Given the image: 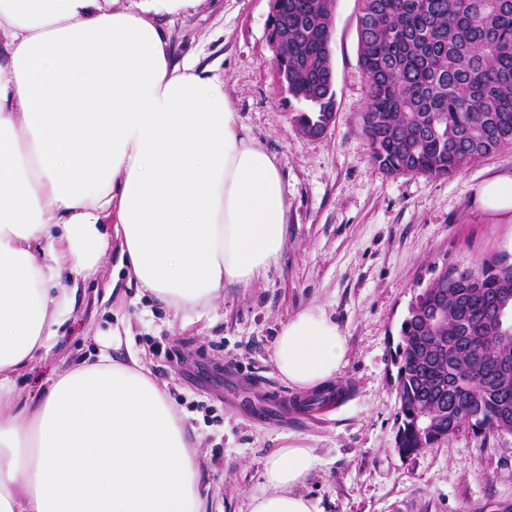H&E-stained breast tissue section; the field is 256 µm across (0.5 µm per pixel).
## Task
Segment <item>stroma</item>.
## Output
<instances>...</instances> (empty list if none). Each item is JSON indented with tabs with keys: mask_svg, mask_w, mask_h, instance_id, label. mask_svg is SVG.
<instances>
[{
	"mask_svg": "<svg viewBox=\"0 0 512 512\" xmlns=\"http://www.w3.org/2000/svg\"><path fill=\"white\" fill-rule=\"evenodd\" d=\"M271 6L203 0L155 21L174 60L193 57L219 76L239 123L277 156L289 190L279 263L253 286L177 315L111 249L0 407L36 402L54 378L104 348L113 361H140L170 396L198 450L210 512H247L267 460L288 440L320 459L303 488L318 512H497L512 502V436L463 430L400 458L394 355L417 284L449 264L512 261V212L482 209L474 198L485 181L512 176V147L447 177L394 175L374 163L361 132L358 0L335 3V121L320 137L305 135L296 117L306 105L273 67ZM309 306L323 307L347 337L340 397L330 406L289 386L273 362L281 326Z\"/></svg>",
	"mask_w": 512,
	"mask_h": 512,
	"instance_id": "35a3bbf8",
	"label": "stroma"
}]
</instances>
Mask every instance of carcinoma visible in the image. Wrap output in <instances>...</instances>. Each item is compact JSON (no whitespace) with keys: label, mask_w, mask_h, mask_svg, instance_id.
I'll use <instances>...</instances> for the list:
<instances>
[{"label":"carcinoma","mask_w":512,"mask_h":512,"mask_svg":"<svg viewBox=\"0 0 512 512\" xmlns=\"http://www.w3.org/2000/svg\"><path fill=\"white\" fill-rule=\"evenodd\" d=\"M358 62L367 78L361 113L372 159L391 174L445 177L512 145V0H359ZM331 0H279L270 17L288 30V93L309 105L297 122L319 125L336 105L329 50ZM446 288L421 289L397 346V453L408 458L463 429L512 435V330L492 300L512 299V263L482 259ZM438 302L443 324L425 313ZM446 412L430 434L422 411Z\"/></svg>","instance_id":"obj_1"}]
</instances>
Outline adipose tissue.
Returning <instances> with one entry per match:
<instances>
[{
  "label": "adipose tissue",
  "mask_w": 512,
  "mask_h": 512,
  "mask_svg": "<svg viewBox=\"0 0 512 512\" xmlns=\"http://www.w3.org/2000/svg\"><path fill=\"white\" fill-rule=\"evenodd\" d=\"M200 0H0V397L48 348L69 293L121 264L175 311L247 288L282 255L288 186L224 83L174 62L152 15ZM347 338L319 306L282 325L277 371L335 381ZM320 461L288 443L249 512H316ZM184 421L139 363L107 353L0 411V512H208Z\"/></svg>",
  "instance_id": "adipose-tissue-1"
}]
</instances>
